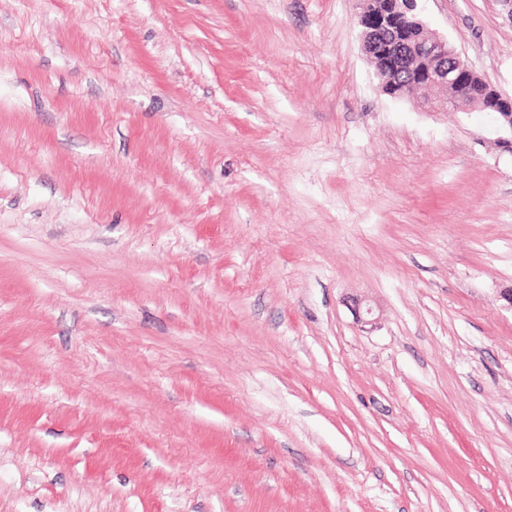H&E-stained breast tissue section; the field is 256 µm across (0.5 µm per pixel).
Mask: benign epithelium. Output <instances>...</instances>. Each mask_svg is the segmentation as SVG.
<instances>
[{"mask_svg": "<svg viewBox=\"0 0 512 512\" xmlns=\"http://www.w3.org/2000/svg\"><path fill=\"white\" fill-rule=\"evenodd\" d=\"M357 5L360 38L383 94L432 112L456 108L461 95L471 97L494 113L493 143L512 155V96L475 80V70L462 63L448 41L428 30L416 0H357ZM448 86L447 96L428 97L429 90Z\"/></svg>", "mask_w": 512, "mask_h": 512, "instance_id": "obj_1", "label": "benign epithelium"}]
</instances>
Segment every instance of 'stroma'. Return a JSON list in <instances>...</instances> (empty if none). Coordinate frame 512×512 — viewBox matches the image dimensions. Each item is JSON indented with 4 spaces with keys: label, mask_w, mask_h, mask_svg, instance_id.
Instances as JSON below:
<instances>
[{
    "label": "stroma",
    "mask_w": 512,
    "mask_h": 512,
    "mask_svg": "<svg viewBox=\"0 0 512 512\" xmlns=\"http://www.w3.org/2000/svg\"><path fill=\"white\" fill-rule=\"evenodd\" d=\"M417 12L512 96L504 0ZM489 123L356 0H0V512H512Z\"/></svg>",
    "instance_id": "35a3bbf8"
}]
</instances>
